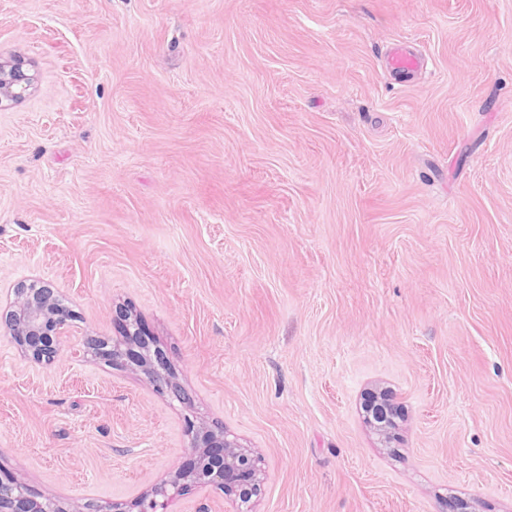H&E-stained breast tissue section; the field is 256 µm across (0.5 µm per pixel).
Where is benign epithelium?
Here are the masks:
<instances>
[{
  "instance_id": "7a95c632",
  "label": "benign epithelium",
  "mask_w": 512,
  "mask_h": 512,
  "mask_svg": "<svg viewBox=\"0 0 512 512\" xmlns=\"http://www.w3.org/2000/svg\"><path fill=\"white\" fill-rule=\"evenodd\" d=\"M31 82L22 61L7 66L0 63V104L20 98ZM13 292V301L0 314V330L15 342L25 358L38 365L55 362L61 353L62 336L72 326L74 315L49 287L21 282ZM84 345L112 369L144 376L156 393L182 405L190 462L172 468L164 480L151 484L130 500L114 499L104 505L89 503L70 509L61 506L53 488L33 489L0 468V512H170L174 501L201 489L221 494L232 506L231 512H254L262 485L260 456L230 435L222 423L198 411L166 354L142 340L136 321L127 315L119 335L90 334ZM367 414L380 441L390 443L397 406L383 399L367 407Z\"/></svg>"
}]
</instances>
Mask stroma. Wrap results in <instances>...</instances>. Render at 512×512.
Here are the masks:
<instances>
[{
	"label": "stroma",
	"instance_id": "obj_1",
	"mask_svg": "<svg viewBox=\"0 0 512 512\" xmlns=\"http://www.w3.org/2000/svg\"><path fill=\"white\" fill-rule=\"evenodd\" d=\"M14 58L0 308L75 321L50 365L0 335L1 465L81 504L187 460L180 404L85 351L127 304L261 455L256 512H512V0H0ZM420 57L403 48H395L387 56V67L395 74H407L419 69ZM24 63L16 60L4 66L0 63V104L19 99L30 87L32 77L23 70ZM366 412L380 441L384 444L390 443L396 427L397 406L388 399H381L380 402L367 407Z\"/></svg>",
	"mask_w": 512,
	"mask_h": 512
}]
</instances>
